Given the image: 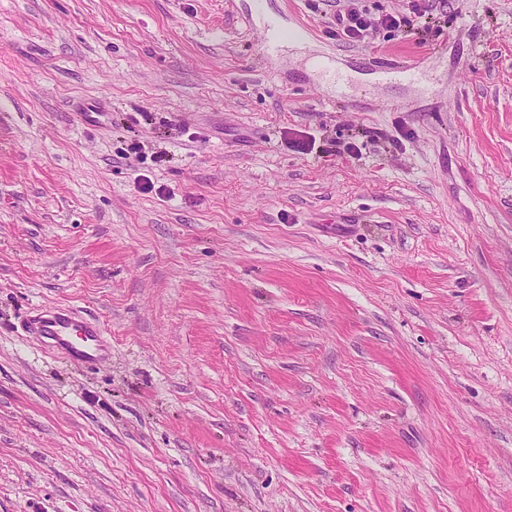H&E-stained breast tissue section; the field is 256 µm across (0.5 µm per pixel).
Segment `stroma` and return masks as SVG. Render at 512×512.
I'll return each instance as SVG.
<instances>
[{"label":"stroma","instance_id":"35a3bbf8","mask_svg":"<svg viewBox=\"0 0 512 512\" xmlns=\"http://www.w3.org/2000/svg\"><path fill=\"white\" fill-rule=\"evenodd\" d=\"M250 4L0 0V512H512V0ZM336 2L340 8L334 15V29L331 32L336 38L351 42H363L370 34L380 29L402 31V27L410 24L408 18L394 14L375 18L365 4V0H339ZM298 38L297 31L293 28L283 27L281 23L274 18L265 20L260 29V45L263 53L272 57L282 44L292 42ZM381 73L386 79L414 83L419 80L418 64L411 63H387L380 67ZM32 328L50 347L63 351L77 362L93 363L105 352L100 327L70 310L42 311L32 317Z\"/></svg>","mask_w":512,"mask_h":512}]
</instances>
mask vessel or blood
Returning <instances> with one entry per match:
<instances>
[{
	"label": "vessel or blood",
	"mask_w": 512,
	"mask_h": 512,
	"mask_svg": "<svg viewBox=\"0 0 512 512\" xmlns=\"http://www.w3.org/2000/svg\"><path fill=\"white\" fill-rule=\"evenodd\" d=\"M249 16L263 22L260 43L267 55L277 54L282 44L298 37L296 30L282 26L277 19L266 18L264 0H252ZM381 72L386 79L398 82L413 83L419 79L418 65L414 62L388 63L382 66ZM32 328L50 347L63 351L77 362H95L105 351L99 326L70 310L59 308L40 312L33 316Z\"/></svg>",
	"instance_id": "1"
}]
</instances>
